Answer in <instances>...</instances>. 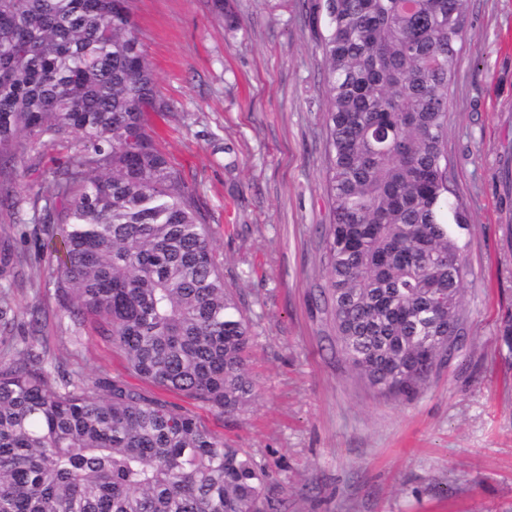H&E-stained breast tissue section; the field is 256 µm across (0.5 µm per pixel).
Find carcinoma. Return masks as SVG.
Masks as SVG:
<instances>
[{
    "instance_id": "carcinoma-1",
    "label": "carcinoma",
    "mask_w": 512,
    "mask_h": 512,
    "mask_svg": "<svg viewBox=\"0 0 512 512\" xmlns=\"http://www.w3.org/2000/svg\"><path fill=\"white\" fill-rule=\"evenodd\" d=\"M132 0H0V172L68 145L27 201L39 244L0 256V512H269L270 475L166 401L51 355L10 270L56 261L66 329L220 415L254 385L252 326L195 190L157 147L161 113ZM325 21L323 237L336 344L359 379L414 397L464 335L467 215L448 199V91L468 0H318ZM22 204L0 181V206Z\"/></svg>"
}]
</instances>
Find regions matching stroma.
Listing matches in <instances>:
<instances>
[{
    "label": "stroma",
    "mask_w": 512,
    "mask_h": 512,
    "mask_svg": "<svg viewBox=\"0 0 512 512\" xmlns=\"http://www.w3.org/2000/svg\"><path fill=\"white\" fill-rule=\"evenodd\" d=\"M133 20L168 109L163 152L196 191L224 281L249 319L254 397L232 416L131 376L97 333L72 345L54 266L15 271L13 306L41 309L53 354L89 377H119L181 406L271 474L281 512H512V0H469L448 94V186L463 241L461 351L405 400L357 379L336 348L323 234L326 67L316 0H135ZM67 157L30 155L22 199Z\"/></svg>",
    "instance_id": "1"
}]
</instances>
